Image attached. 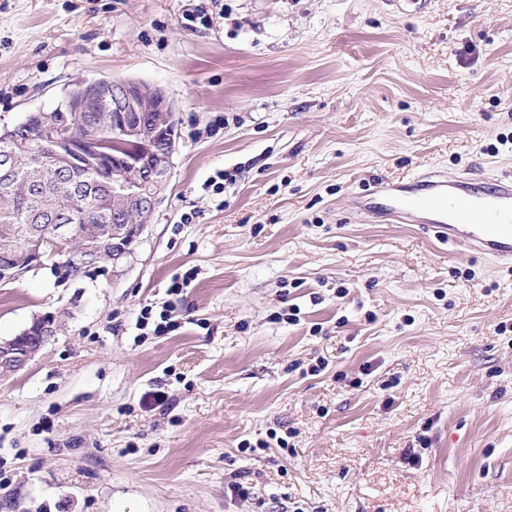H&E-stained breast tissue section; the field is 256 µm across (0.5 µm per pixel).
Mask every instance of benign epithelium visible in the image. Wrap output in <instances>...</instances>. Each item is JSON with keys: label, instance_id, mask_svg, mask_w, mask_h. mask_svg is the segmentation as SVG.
<instances>
[{"label": "benign epithelium", "instance_id": "7a95c632", "mask_svg": "<svg viewBox=\"0 0 512 512\" xmlns=\"http://www.w3.org/2000/svg\"><path fill=\"white\" fill-rule=\"evenodd\" d=\"M63 101V112L38 110L26 116L23 124L37 125L42 134L28 151L54 166L71 187L91 173L112 189V223L88 224L81 231L69 224L23 225L14 231V240L0 244L1 284L48 260L70 277L120 262L139 242L169 187L178 143L169 113L178 111V104L168 89L135 79L76 78L67 84ZM103 104L112 105L106 113L107 134L76 143L72 113L95 112ZM17 158L14 132L0 136V178L8 192L14 188ZM58 327V315L49 313L0 343V379L25 368Z\"/></svg>", "mask_w": 512, "mask_h": 512}]
</instances>
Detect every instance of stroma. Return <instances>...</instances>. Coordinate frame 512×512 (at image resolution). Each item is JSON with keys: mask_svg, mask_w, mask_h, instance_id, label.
Wrapping results in <instances>:
<instances>
[{"mask_svg": "<svg viewBox=\"0 0 512 512\" xmlns=\"http://www.w3.org/2000/svg\"><path fill=\"white\" fill-rule=\"evenodd\" d=\"M201 2L0 0V127L78 77L178 103L134 251L0 286V341L64 320L0 381V512H512V268L357 208L512 174V0Z\"/></svg>", "mask_w": 512, "mask_h": 512, "instance_id": "obj_1", "label": "stroma"}]
</instances>
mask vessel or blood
<instances>
[{
	"label": "vessel or blood",
	"instance_id": "b4317fda",
	"mask_svg": "<svg viewBox=\"0 0 512 512\" xmlns=\"http://www.w3.org/2000/svg\"><path fill=\"white\" fill-rule=\"evenodd\" d=\"M360 208L368 216L427 225L440 242L512 265V175L421 174L406 191L380 186Z\"/></svg>",
	"mask_w": 512,
	"mask_h": 512
}]
</instances>
